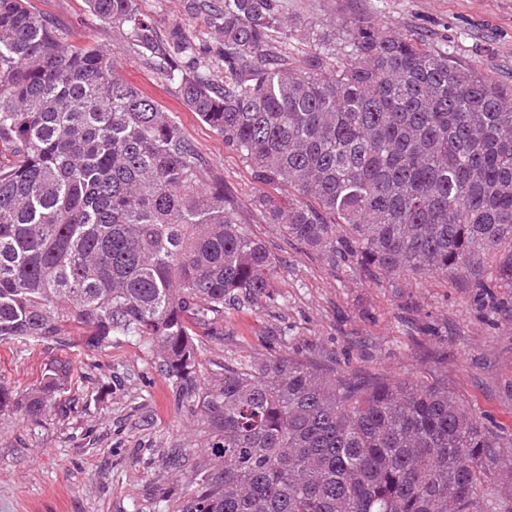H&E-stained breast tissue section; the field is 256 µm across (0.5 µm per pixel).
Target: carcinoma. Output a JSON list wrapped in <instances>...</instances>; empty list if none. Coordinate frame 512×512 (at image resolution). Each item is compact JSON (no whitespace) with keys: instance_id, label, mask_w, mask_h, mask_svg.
Here are the masks:
<instances>
[{"instance_id":"obj_1","label":"carcinoma","mask_w":512,"mask_h":512,"mask_svg":"<svg viewBox=\"0 0 512 512\" xmlns=\"http://www.w3.org/2000/svg\"><path fill=\"white\" fill-rule=\"evenodd\" d=\"M89 6L269 187L259 206L288 237L368 273L512 289V89L367 20L297 62L281 0L198 6L221 34L218 84L180 25L160 34L137 0ZM273 270L172 113L112 54L0 0V343L132 337L183 392L200 337L269 297ZM72 376L58 359L22 396L0 383V414L62 409ZM199 407L218 465L184 512H512V453L437 382L285 353L225 363Z\"/></svg>"}]
</instances>
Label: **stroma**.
Masks as SVG:
<instances>
[{"mask_svg": "<svg viewBox=\"0 0 512 512\" xmlns=\"http://www.w3.org/2000/svg\"><path fill=\"white\" fill-rule=\"evenodd\" d=\"M50 16L74 46L99 45L128 84L173 113L205 173L224 180L234 216L261 239L275 262L270 299L224 309L203 337L198 388L220 377L221 363L285 351L336 354V367L368 380L447 382L484 422L512 439V291L474 297L463 281L369 277L332 264L267 223L262 186L224 139L184 106L175 84L125 50L87 0H27ZM288 46L302 58L309 23L338 30L367 19L422 43L443 46L475 71L512 88V0H283ZM157 30L178 23L208 58L219 37L187 0H137ZM82 378L65 391L66 413L33 420L0 415V512H183L198 468L211 463V434L195 402L183 399L135 339L90 352L54 345L0 343V383L17 393L38 384L57 358Z\"/></svg>", "mask_w": 512, "mask_h": 512, "instance_id": "obj_1", "label": "stroma"}]
</instances>
